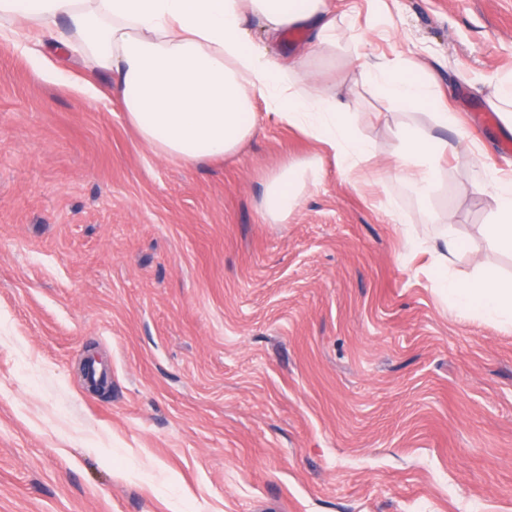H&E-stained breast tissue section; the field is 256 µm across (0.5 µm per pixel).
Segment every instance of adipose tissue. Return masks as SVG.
<instances>
[{
    "mask_svg": "<svg viewBox=\"0 0 512 512\" xmlns=\"http://www.w3.org/2000/svg\"><path fill=\"white\" fill-rule=\"evenodd\" d=\"M262 36L252 39L249 20ZM38 24L62 52L108 73L112 92L142 142L162 157L194 164L237 152L256 131L255 100L308 136L326 144L354 169L372 158V141L354 132L343 93L310 83L309 60L335 57L356 34H343L327 0H0V48L15 49L25 28ZM292 28L308 34V53L282 63L269 45ZM359 68L375 96L397 112L432 110L437 127H456L453 113L437 108L428 83L401 69L362 57ZM396 178L423 197L435 189L446 155L472 163L459 140L400 132ZM319 168L285 165L272 174L260 198L263 217L285 223L297 207V189L316 182ZM497 203L485 233L497 249L512 254V182L481 176ZM462 243L449 237L439 255L438 285L461 314L512 326V282L484 277L462 283L446 273Z\"/></svg>",
    "mask_w": 512,
    "mask_h": 512,
    "instance_id": "ef3b65f1",
    "label": "adipose tissue"
}]
</instances>
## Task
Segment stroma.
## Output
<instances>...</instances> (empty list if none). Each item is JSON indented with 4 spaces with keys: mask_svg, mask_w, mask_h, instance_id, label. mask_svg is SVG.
I'll return each instance as SVG.
<instances>
[{
    "mask_svg": "<svg viewBox=\"0 0 512 512\" xmlns=\"http://www.w3.org/2000/svg\"><path fill=\"white\" fill-rule=\"evenodd\" d=\"M358 52L406 61L455 112L477 167L441 163L422 198L393 177L398 131L359 78L354 174L255 108L235 155H155L107 79L89 103L0 51V512H512V327L458 313L435 283L512 278L483 229L503 123L470 129L487 77H512V0H331ZM319 161L286 223L259 200ZM110 374L102 395L88 355Z\"/></svg>",
    "mask_w": 512,
    "mask_h": 512,
    "instance_id": "stroma-1",
    "label": "stroma"
}]
</instances>
